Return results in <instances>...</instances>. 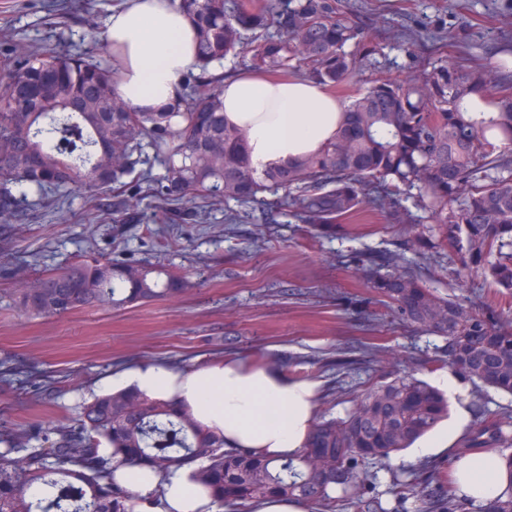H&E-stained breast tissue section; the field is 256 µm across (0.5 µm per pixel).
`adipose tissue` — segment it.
Wrapping results in <instances>:
<instances>
[{
	"label": "adipose tissue",
	"mask_w": 512,
	"mask_h": 512,
	"mask_svg": "<svg viewBox=\"0 0 512 512\" xmlns=\"http://www.w3.org/2000/svg\"><path fill=\"white\" fill-rule=\"evenodd\" d=\"M106 41L117 55L118 93L145 110L175 98L195 59L194 28L175 0H126L109 17ZM223 98L224 121L245 132L250 163L260 173L321 150L335 137L344 110L316 81L245 71L225 79ZM103 387L173 402L223 434L226 447L277 458L306 443L319 384L228 357L191 369L137 366L114 372ZM452 455L458 491L476 504L496 499L512 482L504 449ZM192 472L189 465L163 474L123 465L116 477L137 499V512H221Z\"/></svg>",
	"instance_id": "adipose-tissue-1"
}]
</instances>
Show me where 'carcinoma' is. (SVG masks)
Listing matches in <instances>:
<instances>
[{
    "label": "carcinoma",
    "mask_w": 512,
    "mask_h": 512,
    "mask_svg": "<svg viewBox=\"0 0 512 512\" xmlns=\"http://www.w3.org/2000/svg\"><path fill=\"white\" fill-rule=\"evenodd\" d=\"M196 31L194 68L176 99L140 109L115 89L112 54L72 53L16 40L0 62V278L23 275L9 259L12 229L29 219L33 192L53 201L75 193L112 216L114 238L155 224H205L224 210V224H278L292 218L315 234L365 208L383 214L400 237L395 249L370 252L356 274L370 299L444 344L415 359V371H373L357 378L359 358L329 362L341 376L331 399L353 408L314 422L306 445L276 462L224 437L187 409L131 391L98 396L61 427L33 425L0 433V512H134L115 468L135 464L167 471L200 462L194 481L225 512L279 496L315 512H402L416 498L422 512H467L470 500L445 480L449 462L422 460L393 468L400 451L448 418V398L417 372L448 369L478 388L512 397V317L476 313L430 286L431 273L460 261L458 279L479 276L512 293V71L477 61L453 62L444 36L405 30L394 47L408 56L421 42L432 51L422 67L381 76L351 96L335 138L285 168L257 173L243 130L224 123L222 84L234 71L305 76L331 91L382 51L370 39L386 21L351 0H179ZM238 60L234 70L224 61ZM494 108L476 111V100ZM164 169L151 175L154 166ZM421 210L419 216L415 211ZM187 277L150 261L83 257L23 282L16 302L38 316L148 303L186 294ZM464 438L471 450L512 448V415L473 401ZM503 496L478 512H512V455ZM391 473L388 505L369 490ZM39 484L40 498L27 496Z\"/></svg>",
    "instance_id": "obj_1"
}]
</instances>
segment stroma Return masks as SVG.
<instances>
[{
  "instance_id": "1",
  "label": "stroma",
  "mask_w": 512,
  "mask_h": 512,
  "mask_svg": "<svg viewBox=\"0 0 512 512\" xmlns=\"http://www.w3.org/2000/svg\"><path fill=\"white\" fill-rule=\"evenodd\" d=\"M392 24L447 31L449 59L470 54L491 64L512 54V0H362ZM0 0V55L23 34L77 52L105 53L108 19L120 0ZM22 225L19 251L36 253L44 269L80 255L115 260L148 259L186 274L191 290L182 297L122 310L83 309L62 317L31 316L13 301L15 281L0 278V361L17 357L35 375L28 383H0V427L55 426L99 393L112 371L180 362L194 367L228 357L288 355L301 363L300 376L327 383L325 354L358 342L379 344L380 369L440 345L439 337L400 324L383 306L368 304L353 268L337 255L395 248L398 237L384 217L365 213L338 225L334 237L317 238L301 224H265L264 245L248 246L224 230L223 211L206 224H173L171 246L136 228L124 239L94 223L82 198L68 211L52 201L36 207ZM57 377L50 398L43 379Z\"/></svg>"
}]
</instances>
